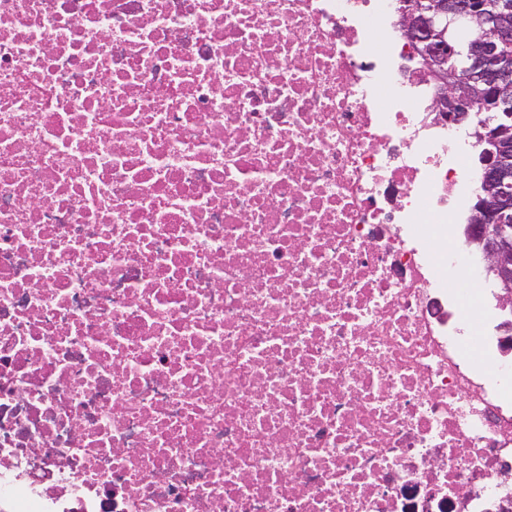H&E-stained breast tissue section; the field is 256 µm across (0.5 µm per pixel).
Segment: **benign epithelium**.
<instances>
[{
	"label": "benign epithelium",
	"instance_id": "7a95c632",
	"mask_svg": "<svg viewBox=\"0 0 512 512\" xmlns=\"http://www.w3.org/2000/svg\"><path fill=\"white\" fill-rule=\"evenodd\" d=\"M399 0L398 26L418 45L423 74L436 85L434 111L460 124L465 103L496 86L503 117L479 123L473 134L492 149L481 163V192L473 207L468 239L478 245L486 268L495 272L512 306V3L499 0Z\"/></svg>",
	"mask_w": 512,
	"mask_h": 512
}]
</instances>
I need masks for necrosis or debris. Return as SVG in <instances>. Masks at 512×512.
Listing matches in <instances>:
<instances>
[{
  "mask_svg": "<svg viewBox=\"0 0 512 512\" xmlns=\"http://www.w3.org/2000/svg\"><path fill=\"white\" fill-rule=\"evenodd\" d=\"M397 5L0 0V512H512Z\"/></svg>",
  "mask_w": 512,
  "mask_h": 512,
  "instance_id": "necrosis-or-debris-1",
  "label": "necrosis or debris"
}]
</instances>
